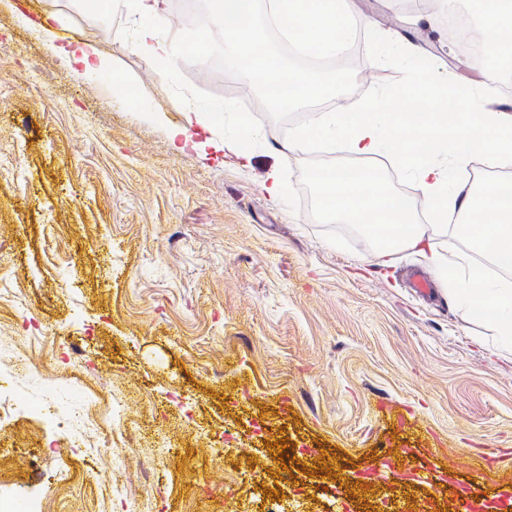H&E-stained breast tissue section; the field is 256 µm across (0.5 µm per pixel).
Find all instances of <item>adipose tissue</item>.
Wrapping results in <instances>:
<instances>
[{
    "instance_id": "ef3b65f1",
    "label": "adipose tissue",
    "mask_w": 512,
    "mask_h": 512,
    "mask_svg": "<svg viewBox=\"0 0 512 512\" xmlns=\"http://www.w3.org/2000/svg\"><path fill=\"white\" fill-rule=\"evenodd\" d=\"M137 27L133 51L144 60L169 56L171 46L153 23L162 0H127ZM486 42L512 56V0H481ZM425 76L401 89L386 109L375 104L358 112H325L320 125L335 130L349 150L361 156L390 151L416 182L428 210L438 221L449 213L467 218L465 227L476 251L504 270L512 269V182L499 186L450 185L449 173L473 157L498 167L512 161V114L486 108L487 87L468 90L436 111L406 117L408 103L434 87ZM321 197L332 200L328 213L347 224L379 217L378 245L384 253L409 250L433 265L467 315L485 322L503 348L512 352V284L485 275L470 253L453 258L438 253L430 237L414 224L409 209L378 179L360 180L327 170L315 180Z\"/></svg>"
}]
</instances>
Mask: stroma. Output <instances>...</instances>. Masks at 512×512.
<instances>
[{
  "label": "stroma",
  "mask_w": 512,
  "mask_h": 512,
  "mask_svg": "<svg viewBox=\"0 0 512 512\" xmlns=\"http://www.w3.org/2000/svg\"><path fill=\"white\" fill-rule=\"evenodd\" d=\"M353 8L443 75L485 81L445 13ZM20 9L53 11L56 44L77 31L112 68L75 79ZM134 35L119 0H0V289L27 310L0 301V369L23 358L10 401L26 408L0 420V488L38 512H512V354L421 257L385 261L309 204L310 170L358 155L341 138L288 150L267 118L250 162L174 150L187 106ZM376 161L437 251L469 250ZM58 393L122 400L125 442L85 456L51 439L38 411Z\"/></svg>",
  "instance_id": "obj_1"
}]
</instances>
